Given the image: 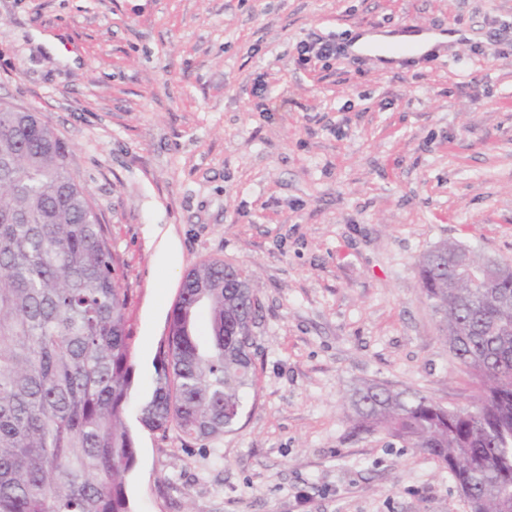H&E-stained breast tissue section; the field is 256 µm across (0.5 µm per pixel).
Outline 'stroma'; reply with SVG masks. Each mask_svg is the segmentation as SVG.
Here are the masks:
<instances>
[{
  "label": "stroma",
  "mask_w": 512,
  "mask_h": 512,
  "mask_svg": "<svg viewBox=\"0 0 512 512\" xmlns=\"http://www.w3.org/2000/svg\"><path fill=\"white\" fill-rule=\"evenodd\" d=\"M407 25L456 37L387 66L352 47ZM317 39L344 51L300 65ZM0 105L66 142L124 264L133 512H468L432 458L355 430L350 399L480 395L418 262L448 242L512 263V0H0ZM204 260L261 304L256 385L215 440L138 418Z\"/></svg>",
  "instance_id": "stroma-1"
}]
</instances>
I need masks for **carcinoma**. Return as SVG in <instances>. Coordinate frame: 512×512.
Wrapping results in <instances>:
<instances>
[{
    "label": "carcinoma",
    "mask_w": 512,
    "mask_h": 512,
    "mask_svg": "<svg viewBox=\"0 0 512 512\" xmlns=\"http://www.w3.org/2000/svg\"><path fill=\"white\" fill-rule=\"evenodd\" d=\"M119 266L67 144L37 113L0 106V512H131L124 474L136 448L123 413L133 336ZM419 277L445 344L479 381L478 403L447 408L364 385L351 397L356 427L447 469L469 512H512V265L442 243ZM260 308L234 266L187 271L143 426L191 439L233 430L255 385Z\"/></svg>",
    "instance_id": "cac0c4a2"
}]
</instances>
